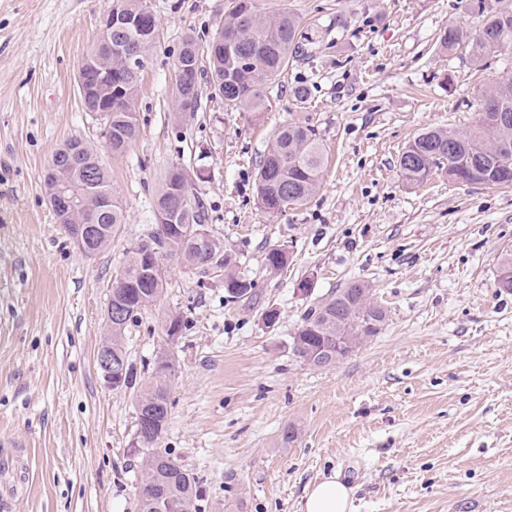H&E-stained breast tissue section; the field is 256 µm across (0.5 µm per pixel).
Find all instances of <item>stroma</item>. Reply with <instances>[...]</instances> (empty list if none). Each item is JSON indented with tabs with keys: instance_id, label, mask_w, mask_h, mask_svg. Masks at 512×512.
Segmentation results:
<instances>
[{
	"instance_id": "stroma-1",
	"label": "stroma",
	"mask_w": 512,
	"mask_h": 512,
	"mask_svg": "<svg viewBox=\"0 0 512 512\" xmlns=\"http://www.w3.org/2000/svg\"><path fill=\"white\" fill-rule=\"evenodd\" d=\"M471 0H256L300 19L303 53L260 112H233L207 72L198 109L174 115L172 64L186 34L206 46L225 0H148L160 35L131 103L139 137L103 152L125 222L82 256L49 208L41 173L79 136L102 145L76 72L112 0H0V502L10 512H139L132 391L104 387L96 358L114 280L156 229L169 167L191 188L253 298H226L219 272L170 259L161 297L125 331L146 377L175 368L159 441L200 481L197 512H299L332 474L355 512H512V292L496 286L512 253V186L415 184L402 148L421 129L474 125L496 67L472 46L447 53L444 28L470 31ZM309 86L310 99L293 91ZM308 123L326 168L315 194L261 210L254 172L274 131ZM286 246L269 273L267 248ZM310 281L309 294L299 290ZM387 310L381 332L329 369L296 357L309 309L349 284ZM276 310L267 324L263 315ZM185 325L167 343L164 320Z\"/></svg>"
}]
</instances>
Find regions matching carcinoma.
<instances>
[{"instance_id":"1","label":"carcinoma","mask_w":512,"mask_h":512,"mask_svg":"<svg viewBox=\"0 0 512 512\" xmlns=\"http://www.w3.org/2000/svg\"><path fill=\"white\" fill-rule=\"evenodd\" d=\"M474 8L484 16V27L491 34V40L487 42L476 40L474 60H488L511 49L512 0H496L490 7L485 5V0H477ZM112 14L119 20V27L112 30V44L96 42L82 61L112 68V111L102 113V120L111 128L109 151L122 153L139 134L137 116L132 112L130 102L138 93L144 71V67L129 63L126 51L137 52L139 57L149 60L159 25L147 0H113ZM299 23V18L286 10L266 15L255 10L254 0H229L224 5L221 38L214 40L202 54L193 37L188 36L173 61V73L179 75L176 79V111H197L198 93L194 78L204 58L211 72L215 96L224 100V106L243 112L262 111L269 102L277 77L288 69L290 59L298 53L296 33ZM470 41V32L461 27H450L441 35L440 45L451 53ZM480 102L476 125L470 130L461 133L434 128L418 133L400 154L402 176L410 182L422 183L433 173L443 172L454 182L512 186V120L504 124L492 120L501 107L512 108V72L489 83L481 92ZM324 151L315 129L296 123H286L278 128L254 175L259 207L274 214L303 205L319 186ZM75 160V165L66 157L57 161L56 180L77 186L87 183L91 185V191L82 194L77 208L57 222L68 232L76 224L99 225L102 232L98 233L95 247L100 252L112 242L109 228L123 223V211L115 200L109 212L100 207L99 197L114 196L112 181L100 153L90 150V145L85 142L79 146V156ZM187 178L184 171L176 180L164 176L154 201V209L161 212V218L157 219V229L149 240L163 260L177 258L194 268L223 267L226 262L219 239L208 233L202 239L188 240L174 228L176 224L200 226L205 221L204 205L192 192ZM185 196L190 198V203L184 209L181 203ZM288 258L285 246H273L265 252V266L278 272L288 264ZM146 264L141 252H131L124 271L126 283L112 287V304L123 309L124 316L112 321L107 332L112 336V356L124 361L127 360L124 335L128 324L143 307L157 299L166 283L161 272L146 274ZM253 288L254 283L243 273L224 272L227 297L240 299ZM338 306L343 309L344 318L349 320L340 331L336 330ZM370 319L378 327H362ZM385 321L386 309L372 306L367 302L365 286L353 283L310 310L297 330L298 343L293 345V352L304 361L322 347L334 354L336 335L376 336ZM124 372L126 388L136 390L137 402L152 422V432L139 441L143 510L157 512L168 503L178 507L179 512H197L198 479L167 449L158 447L169 418L174 376L153 372L138 381L127 363Z\"/></svg>"}]
</instances>
